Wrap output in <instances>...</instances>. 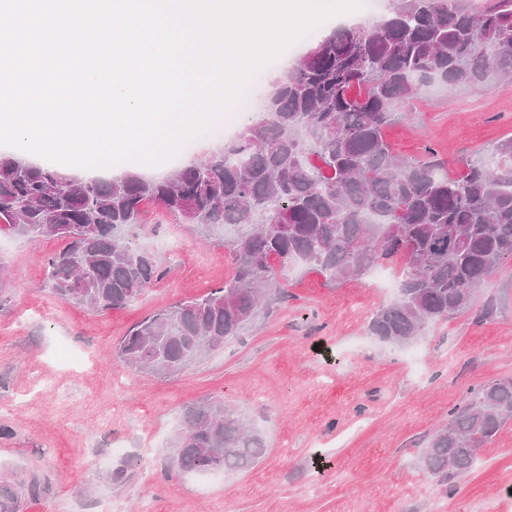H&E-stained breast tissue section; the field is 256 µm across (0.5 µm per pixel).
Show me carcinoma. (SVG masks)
Returning <instances> with one entry per match:
<instances>
[{
    "instance_id": "cac0c4a2",
    "label": "carcinoma",
    "mask_w": 512,
    "mask_h": 512,
    "mask_svg": "<svg viewBox=\"0 0 512 512\" xmlns=\"http://www.w3.org/2000/svg\"><path fill=\"white\" fill-rule=\"evenodd\" d=\"M512 77V0H391L369 28L341 27L312 44L258 117L219 151L163 178L82 179L50 163L0 156V224L23 238L61 240L48 284L61 300L103 312L135 300L166 274L136 242L148 206L224 243L233 274L208 294L159 310L120 341L125 367L173 376L236 336L279 287L272 260L297 261L334 284L403 260L398 299L369 322L407 345L466 313L512 261V137L489 161L453 176L438 158L392 151L385 128L438 80L451 87ZM320 165L310 167L305 155ZM512 422V379L482 384L433 431L420 469L448 494L478 449ZM261 434L220 399L187 407L175 463L186 474L246 471L265 456ZM21 493L0 490V512Z\"/></svg>"
}]
</instances>
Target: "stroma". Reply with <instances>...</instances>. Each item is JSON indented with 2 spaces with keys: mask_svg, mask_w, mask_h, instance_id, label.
Instances as JSON below:
<instances>
[{
  "mask_svg": "<svg viewBox=\"0 0 512 512\" xmlns=\"http://www.w3.org/2000/svg\"><path fill=\"white\" fill-rule=\"evenodd\" d=\"M385 131L400 155L463 161L512 137V81L434 83ZM142 247L165 276L125 307L97 313L46 283L58 240L0 231V486L41 483L19 512H512V422L481 448L454 494L420 470L424 439L471 389L512 378V264L486 288L492 319L468 313L427 328L412 347L371 336L396 297L372 275L341 285L276 264L281 298L224 348L170 378L120 366L114 350L149 314L223 285L221 237L148 208ZM223 399L259 431L254 467L207 488L173 464L184 406ZM122 447L138 465L113 483Z\"/></svg>",
  "mask_w": 512,
  "mask_h": 512,
  "instance_id": "35a3bbf8",
  "label": "stroma"
}]
</instances>
